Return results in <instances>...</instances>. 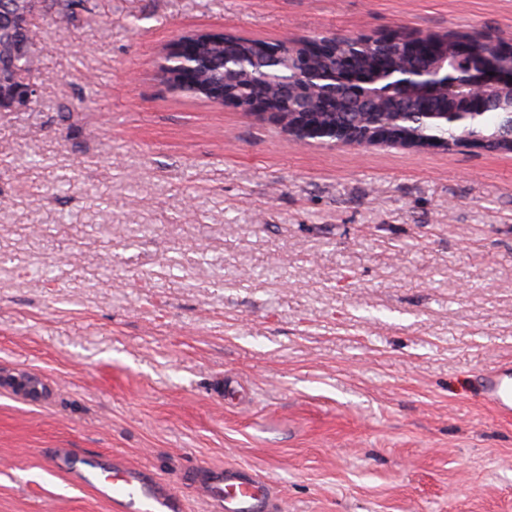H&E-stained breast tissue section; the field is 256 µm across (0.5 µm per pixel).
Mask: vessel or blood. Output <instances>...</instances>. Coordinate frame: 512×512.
Instances as JSON below:
<instances>
[{
  "mask_svg": "<svg viewBox=\"0 0 512 512\" xmlns=\"http://www.w3.org/2000/svg\"><path fill=\"white\" fill-rule=\"evenodd\" d=\"M480 387L484 400L500 416H512L511 364L482 374ZM56 461L72 478L111 500L120 512H178V501L148 471L107 458L85 467L79 456L69 452L59 453ZM199 476L211 512H273L275 508L270 484L245 470L204 468Z\"/></svg>",
  "mask_w": 512,
  "mask_h": 512,
  "instance_id": "vessel-or-blood-1",
  "label": "vessel or blood"
}]
</instances>
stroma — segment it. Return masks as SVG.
<instances>
[{
  "mask_svg": "<svg viewBox=\"0 0 512 512\" xmlns=\"http://www.w3.org/2000/svg\"><path fill=\"white\" fill-rule=\"evenodd\" d=\"M0 110V512H118L50 464L264 477L280 512H512V154L298 142L167 90L179 37L478 32L512 0H84ZM33 374L32 398L11 378ZM483 399L503 417L512 416V365L499 366L480 377Z\"/></svg>",
  "mask_w": 512,
  "mask_h": 512,
  "instance_id": "1",
  "label": "stroma"
}]
</instances>
